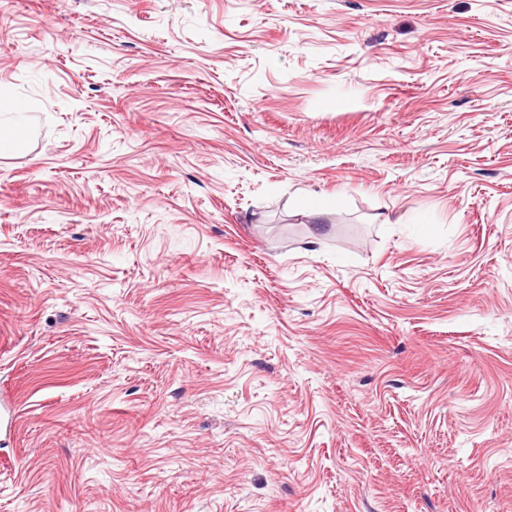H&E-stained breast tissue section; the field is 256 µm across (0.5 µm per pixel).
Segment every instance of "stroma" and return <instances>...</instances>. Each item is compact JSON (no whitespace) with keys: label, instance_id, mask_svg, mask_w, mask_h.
Here are the masks:
<instances>
[{"label":"stroma","instance_id":"obj_1","mask_svg":"<svg viewBox=\"0 0 512 512\" xmlns=\"http://www.w3.org/2000/svg\"><path fill=\"white\" fill-rule=\"evenodd\" d=\"M1 100L0 512H512V0H0Z\"/></svg>","mask_w":512,"mask_h":512}]
</instances>
